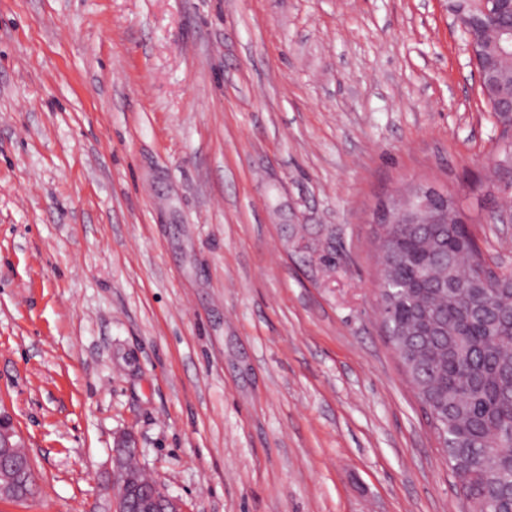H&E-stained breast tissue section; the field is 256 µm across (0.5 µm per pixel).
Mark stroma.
<instances>
[{"mask_svg": "<svg viewBox=\"0 0 512 512\" xmlns=\"http://www.w3.org/2000/svg\"><path fill=\"white\" fill-rule=\"evenodd\" d=\"M500 144L445 0H0V408L109 512L117 436L184 512H466L379 317L383 206Z\"/></svg>", "mask_w": 512, "mask_h": 512, "instance_id": "1", "label": "stroma"}]
</instances>
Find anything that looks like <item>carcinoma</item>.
<instances>
[{
	"instance_id": "obj_1",
	"label": "carcinoma",
	"mask_w": 512,
	"mask_h": 512,
	"mask_svg": "<svg viewBox=\"0 0 512 512\" xmlns=\"http://www.w3.org/2000/svg\"><path fill=\"white\" fill-rule=\"evenodd\" d=\"M474 42L500 26L493 5ZM481 93L512 85V60L478 52ZM380 313L470 512H512V271L497 278L470 225H383Z\"/></svg>"
}]
</instances>
